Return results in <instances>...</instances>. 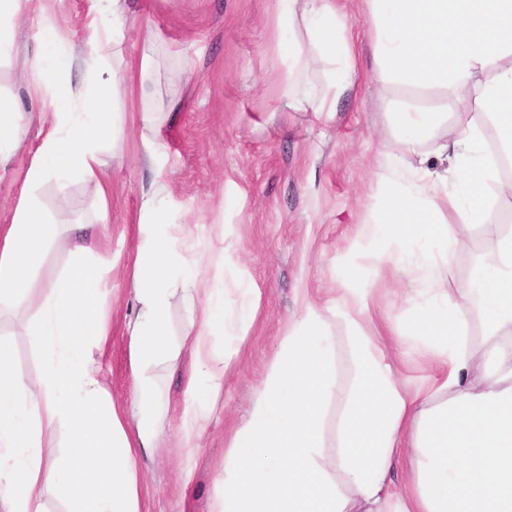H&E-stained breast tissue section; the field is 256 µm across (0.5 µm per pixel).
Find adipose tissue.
I'll list each match as a JSON object with an SVG mask.
<instances>
[{
	"instance_id": "1",
	"label": "adipose tissue",
	"mask_w": 512,
	"mask_h": 512,
	"mask_svg": "<svg viewBox=\"0 0 512 512\" xmlns=\"http://www.w3.org/2000/svg\"><path fill=\"white\" fill-rule=\"evenodd\" d=\"M379 83L439 86L463 94L474 111L463 125L438 127L434 112H394L401 152H380L381 201L361 225L354 264L373 255L379 238L413 256L412 272L427 285V301L407 321L408 342L437 371L409 391L372 329V298L344 282L327 303L304 300L281 340L252 417L232 437L224 458V494L215 512H512V227L498 226L495 244L478 255L469 284L449 287L456 246L467 225L483 223L488 190L512 198L503 179L512 161V0H364ZM279 21L293 36L282 64L289 102L332 112L354 85L360 44L330 0H278ZM91 48L75 60L83 78L60 86L35 70L31 93L50 118L27 170L11 224L0 228V316L26 309L22 330L41 356L36 374H21L12 348L0 343V512H48L47 496L68 512H140L142 461L162 445L170 413L164 373L181 353L193 369L185 379L175 447H198L224 389V374L240 349L217 348L218 324L228 323L227 290L242 317H254L263 289L245 280L224 250L200 254L196 227L175 222L171 190L157 180L142 192L131 287L135 313L130 393L109 394L93 350L108 336L112 310L106 284L111 262L101 258V225L73 236L70 261L49 284L35 274L53 253L58 231L36 197L43 184L66 189L80 179L98 213L111 185L103 155L120 156L121 113L109 102L152 73L156 40L138 63L120 44L128 22L125 0H87ZM328 67L324 90L305 77ZM491 125L501 152L481 144ZM433 143L432 152L423 144ZM444 169H437L436 161ZM443 248L419 249L424 239ZM184 301L180 332L169 314ZM348 331L353 378L339 386L335 326ZM338 402L330 414V402ZM61 427L65 442H44ZM335 454H325L328 445ZM407 460L405 493L388 485L398 458Z\"/></svg>"
}]
</instances>
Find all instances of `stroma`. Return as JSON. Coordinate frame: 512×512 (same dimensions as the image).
Instances as JSON below:
<instances>
[{"label": "stroma", "instance_id": "stroma-1", "mask_svg": "<svg viewBox=\"0 0 512 512\" xmlns=\"http://www.w3.org/2000/svg\"><path fill=\"white\" fill-rule=\"evenodd\" d=\"M55 21L57 40L36 44L35 17L17 21L14 52L0 57V99L17 104L24 144L0 156V226L11 223L32 152L41 140L40 103L20 80L23 66L40 61L65 64L86 50V0H40ZM136 18L126 32L123 55L137 62L147 35L157 38L158 67L149 78L151 102L162 109L177 101L163 131V148L149 161L136 115L138 93L116 103L126 115L121 159L105 157L112 185L105 223L111 241L101 252L111 259L107 288L112 327L95 350L115 402L128 396L131 343L125 317L132 309L131 257L143 186L165 180L171 209L200 225L199 250L223 245L233 263L265 294L246 332L239 358L229 367L224 390L199 448L193 449V478L183 483L181 449L161 448L147 464L141 512H213L224 491V456L235 431L246 422L267 378L289 321L301 308L303 290L327 298L329 289L354 278L374 298V323L404 327L424 293L404 297L407 281L400 261L385 258L351 272L347 254L359 227L379 202L378 150L398 152V135L388 115L400 109L444 112L457 122L460 112L442 90L409 84L380 88L371 57H364L352 94L332 112L289 107L283 70L274 65L287 55L292 38L277 22V0H128ZM190 60L192 76L181 63ZM43 210L55 224L93 216V204L80 181L66 191L54 183L38 190ZM230 224L234 233L217 242L213 226ZM512 225V202L491 197L488 220L471 225L457 248L455 283L464 286L474 257L490 245L496 226Z\"/></svg>", "mask_w": 512, "mask_h": 512}]
</instances>
